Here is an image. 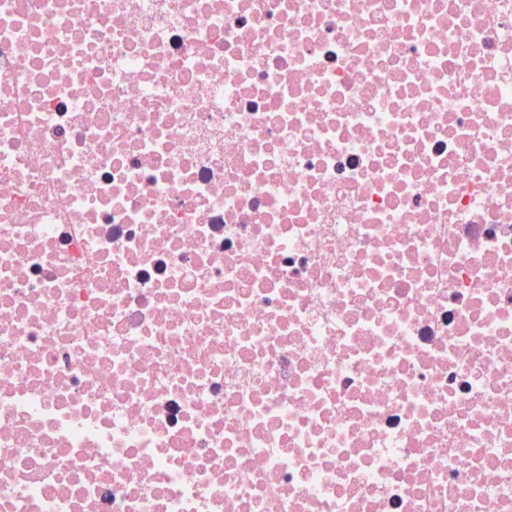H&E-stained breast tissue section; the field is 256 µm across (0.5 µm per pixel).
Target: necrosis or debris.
I'll return each instance as SVG.
<instances>
[{
  "mask_svg": "<svg viewBox=\"0 0 512 512\" xmlns=\"http://www.w3.org/2000/svg\"><path fill=\"white\" fill-rule=\"evenodd\" d=\"M0 512H512V0H0Z\"/></svg>",
  "mask_w": 512,
  "mask_h": 512,
  "instance_id": "obj_1",
  "label": "necrosis or debris"
}]
</instances>
